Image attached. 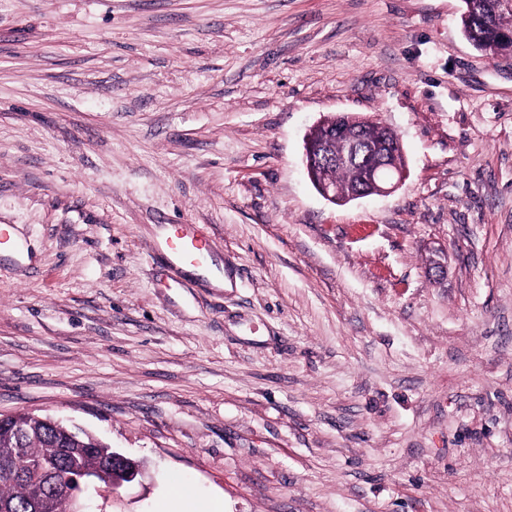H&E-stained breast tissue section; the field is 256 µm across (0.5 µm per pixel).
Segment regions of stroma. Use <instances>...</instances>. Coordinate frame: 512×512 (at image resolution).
<instances>
[{
  "label": "stroma",
  "mask_w": 512,
  "mask_h": 512,
  "mask_svg": "<svg viewBox=\"0 0 512 512\" xmlns=\"http://www.w3.org/2000/svg\"><path fill=\"white\" fill-rule=\"evenodd\" d=\"M463 9L0 0V414L139 463L86 512H512V60ZM341 113L400 138L396 191L314 187ZM162 248L185 266L209 269L213 265L209 241L203 236L182 234L176 225L171 227Z\"/></svg>",
  "instance_id": "1"
}]
</instances>
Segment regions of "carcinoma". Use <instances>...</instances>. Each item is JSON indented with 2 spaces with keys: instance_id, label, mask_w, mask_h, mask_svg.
Returning a JSON list of instances; mask_svg holds the SVG:
<instances>
[{
  "instance_id": "carcinoma-1",
  "label": "carcinoma",
  "mask_w": 512,
  "mask_h": 512,
  "mask_svg": "<svg viewBox=\"0 0 512 512\" xmlns=\"http://www.w3.org/2000/svg\"><path fill=\"white\" fill-rule=\"evenodd\" d=\"M461 26L473 45L494 56L504 51L503 37L512 34V13L499 7L497 0H480L474 10L464 9ZM321 172L331 177L344 191H352L359 185L357 168L336 166L324 161ZM31 415L21 413L15 416V424L29 428L23 444L28 457L35 465L50 468L62 478L70 473L97 468L104 457L111 452L98 439L88 435H78V440H69L61 430H47L29 424ZM18 444L11 428L0 426V469L8 465ZM37 495L36 488L23 479L0 478V502L10 507V512H32V501Z\"/></svg>"
}]
</instances>
